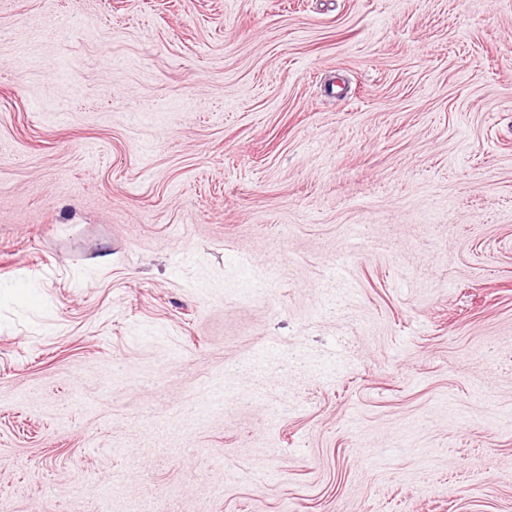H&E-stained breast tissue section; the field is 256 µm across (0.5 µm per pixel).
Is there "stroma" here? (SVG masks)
Wrapping results in <instances>:
<instances>
[{
	"label": "stroma",
	"mask_w": 512,
	"mask_h": 512,
	"mask_svg": "<svg viewBox=\"0 0 512 512\" xmlns=\"http://www.w3.org/2000/svg\"><path fill=\"white\" fill-rule=\"evenodd\" d=\"M0 512H512V0H0Z\"/></svg>",
	"instance_id": "stroma-1"
}]
</instances>
